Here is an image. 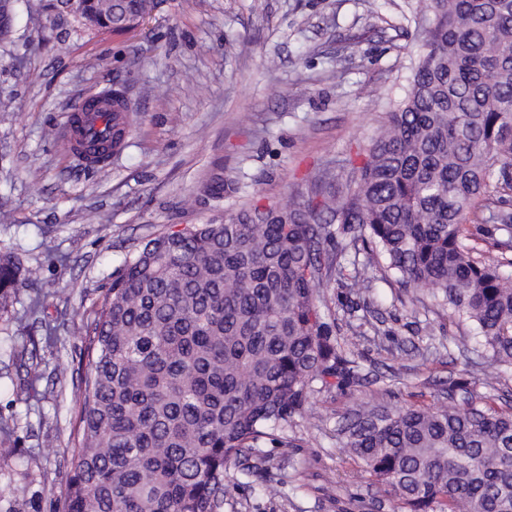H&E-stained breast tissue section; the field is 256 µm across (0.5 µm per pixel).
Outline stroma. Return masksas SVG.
Segmentation results:
<instances>
[{"instance_id":"obj_1","label":"stroma","mask_w":512,"mask_h":512,"mask_svg":"<svg viewBox=\"0 0 512 512\" xmlns=\"http://www.w3.org/2000/svg\"><path fill=\"white\" fill-rule=\"evenodd\" d=\"M423 0H158L115 33L74 16L46 20L39 0H12L0 38V252L40 267L57 292L21 285L0 309V512H58L67 492L87 370L82 336L112 278L148 239L220 223L239 199L214 201L212 176L244 173L246 195L317 201L336 192L409 86L423 34ZM275 70H267L268 59ZM128 87L137 109L125 149L103 167L63 147L76 102ZM359 383L315 391L295 417L291 447L263 440L259 475L229 470L224 512H399L397 501L342 451L336 428L360 400L391 408L447 404L450 383L484 368L464 361L467 325L426 292L376 270L356 295L326 292ZM42 377L24 384L21 356ZM53 453H46V444ZM278 493H263L264 483ZM29 488L15 499L16 486Z\"/></svg>"}]
</instances>
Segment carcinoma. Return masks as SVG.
Masks as SVG:
<instances>
[{"mask_svg": "<svg viewBox=\"0 0 512 512\" xmlns=\"http://www.w3.org/2000/svg\"><path fill=\"white\" fill-rule=\"evenodd\" d=\"M154 0L113 14L145 17ZM423 52L342 190L320 202H244L222 224L146 242L114 275L88 327L89 368L75 385L77 446L62 512H221L228 465L285 434L313 383L353 384L326 321L324 289L366 288L386 266L472 322L498 377L512 366V272L471 244L497 224L512 249V0H427ZM112 98V148L133 108ZM242 173L208 184L243 192ZM327 213L330 220H321ZM350 235L353 269L326 256ZM52 288L38 268L0 254V305L18 285ZM438 408L356 402L339 428L344 452L388 487L403 512H512V409L466 387Z\"/></svg>", "mask_w": 512, "mask_h": 512, "instance_id": "1", "label": "carcinoma"}]
</instances>
